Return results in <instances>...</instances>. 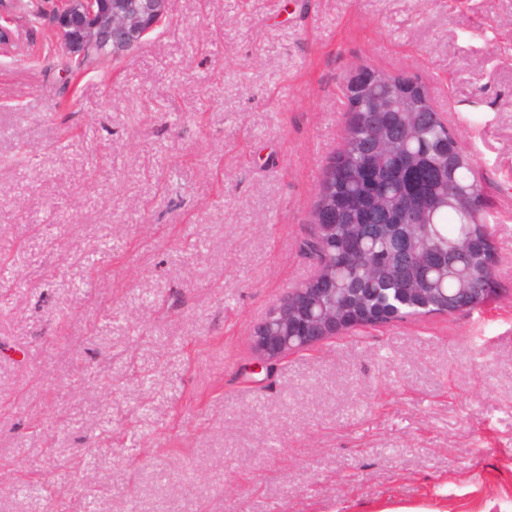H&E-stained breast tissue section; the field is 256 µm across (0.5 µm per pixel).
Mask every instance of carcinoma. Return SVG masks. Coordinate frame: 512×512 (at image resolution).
<instances>
[{
	"mask_svg": "<svg viewBox=\"0 0 512 512\" xmlns=\"http://www.w3.org/2000/svg\"><path fill=\"white\" fill-rule=\"evenodd\" d=\"M387 125L398 142L373 149ZM336 211V232L313 245L321 276L336 287V318L350 308H377L400 318L473 310L491 287L495 248L483 217L485 201L469 153L431 112L346 113L342 148L328 164L315 208ZM442 249L448 294L419 300L408 288H432L422 255Z\"/></svg>",
	"mask_w": 512,
	"mask_h": 512,
	"instance_id": "obj_1",
	"label": "carcinoma"
}]
</instances>
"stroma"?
I'll list each match as a JSON object with an SVG mask.
<instances>
[{
  "instance_id": "stroma-1",
  "label": "stroma",
  "mask_w": 512,
  "mask_h": 512,
  "mask_svg": "<svg viewBox=\"0 0 512 512\" xmlns=\"http://www.w3.org/2000/svg\"><path fill=\"white\" fill-rule=\"evenodd\" d=\"M57 7L0 50V512H512V0H170L81 67ZM360 64L471 152L497 293L266 369Z\"/></svg>"
}]
</instances>
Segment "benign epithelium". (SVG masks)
Segmentation results:
<instances>
[{
	"mask_svg": "<svg viewBox=\"0 0 512 512\" xmlns=\"http://www.w3.org/2000/svg\"><path fill=\"white\" fill-rule=\"evenodd\" d=\"M168 0H60L54 24L70 57L78 62L96 51L102 59L116 58L142 43L167 13ZM420 83L357 67L343 85L346 111L357 112L374 98L376 112H421ZM336 289H291L274 305L253 334L261 364L272 365L298 350L336 337Z\"/></svg>",
	"mask_w": 512,
	"mask_h": 512,
	"instance_id": "1",
	"label": "benign epithelium"
}]
</instances>
